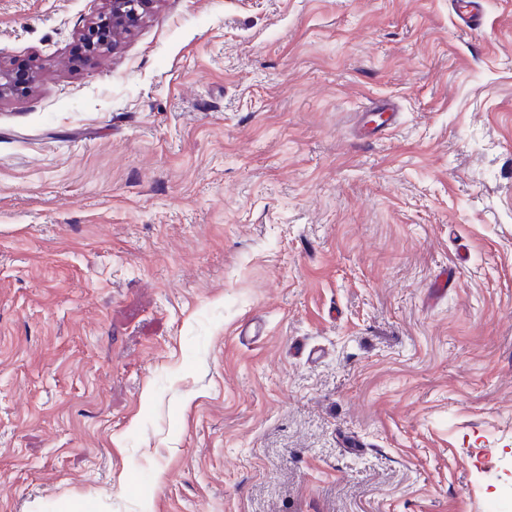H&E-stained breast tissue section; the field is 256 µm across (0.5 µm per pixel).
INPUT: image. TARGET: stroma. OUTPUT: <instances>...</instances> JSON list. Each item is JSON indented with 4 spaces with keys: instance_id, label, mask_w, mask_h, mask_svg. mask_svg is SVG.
<instances>
[{
    "instance_id": "stroma-1",
    "label": "stroma",
    "mask_w": 512,
    "mask_h": 512,
    "mask_svg": "<svg viewBox=\"0 0 512 512\" xmlns=\"http://www.w3.org/2000/svg\"><path fill=\"white\" fill-rule=\"evenodd\" d=\"M453 2L158 0L83 63L105 0H0L49 63L0 100V512L512 503V0Z\"/></svg>"
}]
</instances>
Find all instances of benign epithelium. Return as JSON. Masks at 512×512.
<instances>
[{"label":"benign epithelium","instance_id":"1","mask_svg":"<svg viewBox=\"0 0 512 512\" xmlns=\"http://www.w3.org/2000/svg\"><path fill=\"white\" fill-rule=\"evenodd\" d=\"M158 0H107V9L90 21L83 41L90 58L115 49L122 39L131 35L147 18ZM45 64L23 69H0V100L23 89L34 87Z\"/></svg>","mask_w":512,"mask_h":512}]
</instances>
